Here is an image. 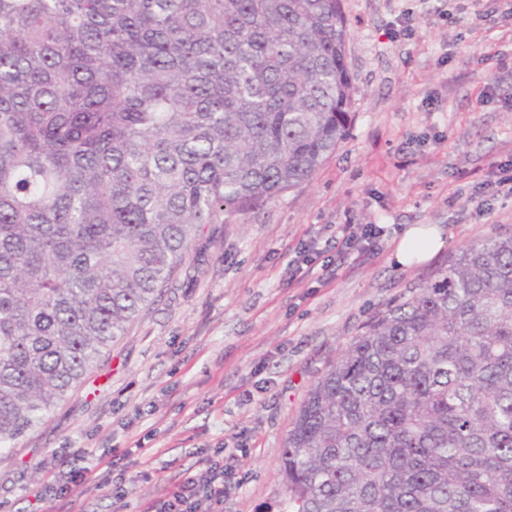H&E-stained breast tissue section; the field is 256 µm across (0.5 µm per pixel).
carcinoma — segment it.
I'll list each match as a JSON object with an SVG mask.
<instances>
[{
  "label": "carcinoma",
  "mask_w": 512,
  "mask_h": 512,
  "mask_svg": "<svg viewBox=\"0 0 512 512\" xmlns=\"http://www.w3.org/2000/svg\"><path fill=\"white\" fill-rule=\"evenodd\" d=\"M342 0H0V449L126 334L198 228L351 123ZM282 512H512V228L311 385Z\"/></svg>",
  "instance_id": "cac0c4a2"
}]
</instances>
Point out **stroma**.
<instances>
[{
	"label": "stroma",
	"instance_id": "stroma-1",
	"mask_svg": "<svg viewBox=\"0 0 512 512\" xmlns=\"http://www.w3.org/2000/svg\"><path fill=\"white\" fill-rule=\"evenodd\" d=\"M352 122L308 180L203 225L184 263L67 401L0 452V512H143L224 465V512H281V452L310 385L449 255L512 226V0H344ZM376 224L374 254L290 275L310 239ZM444 247L402 268L404 231ZM65 498H35L71 471ZM109 472V482L100 473Z\"/></svg>",
	"mask_w": 512,
	"mask_h": 512
}]
</instances>
